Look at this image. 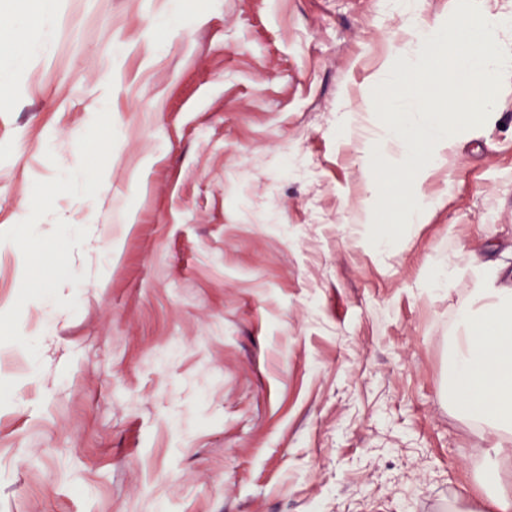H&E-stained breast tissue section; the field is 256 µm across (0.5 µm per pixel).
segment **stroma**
I'll return each instance as SVG.
<instances>
[{
    "instance_id": "1",
    "label": "stroma",
    "mask_w": 512,
    "mask_h": 512,
    "mask_svg": "<svg viewBox=\"0 0 512 512\" xmlns=\"http://www.w3.org/2000/svg\"><path fill=\"white\" fill-rule=\"evenodd\" d=\"M180 14H173L174 5ZM457 0H0V512H474L444 388L465 282L512 272V75L399 247L367 93Z\"/></svg>"
}]
</instances>
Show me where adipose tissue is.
<instances>
[{"instance_id":"ef3b65f1","label":"adipose tissue","mask_w":512,"mask_h":512,"mask_svg":"<svg viewBox=\"0 0 512 512\" xmlns=\"http://www.w3.org/2000/svg\"><path fill=\"white\" fill-rule=\"evenodd\" d=\"M427 269L430 288L469 277V302L451 338L448 395L460 415L493 432L478 463L479 486L488 512H512V287H499V268L474 256H435Z\"/></svg>"}]
</instances>
